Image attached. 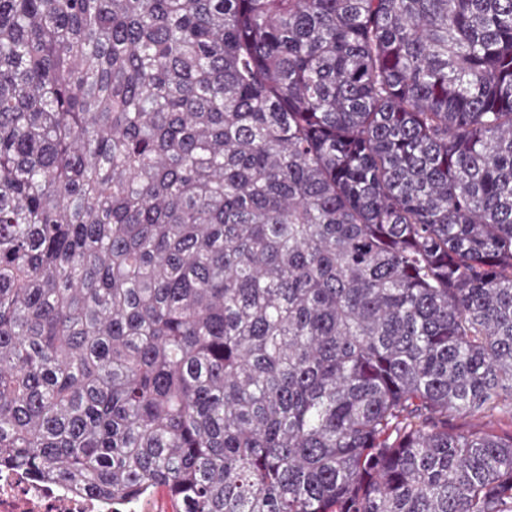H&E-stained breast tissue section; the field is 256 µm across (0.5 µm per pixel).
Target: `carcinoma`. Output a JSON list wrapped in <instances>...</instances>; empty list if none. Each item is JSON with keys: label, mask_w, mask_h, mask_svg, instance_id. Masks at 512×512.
Returning a JSON list of instances; mask_svg holds the SVG:
<instances>
[{"label": "carcinoma", "mask_w": 512, "mask_h": 512, "mask_svg": "<svg viewBox=\"0 0 512 512\" xmlns=\"http://www.w3.org/2000/svg\"><path fill=\"white\" fill-rule=\"evenodd\" d=\"M512 0H0V465L175 512H512ZM478 424L488 432L496 434H506L512 431V420L508 415H499L494 418H487L480 422L470 418L469 416H460L454 419L453 425L459 429H468Z\"/></svg>", "instance_id": "obj_1"}]
</instances>
